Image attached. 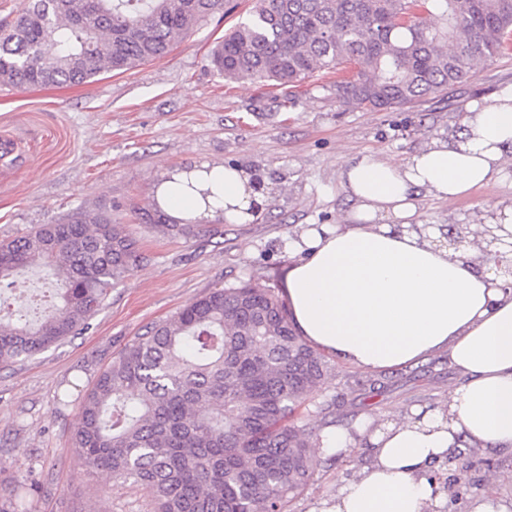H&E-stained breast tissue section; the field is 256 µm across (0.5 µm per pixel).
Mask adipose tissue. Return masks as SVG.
<instances>
[{
  "label": "adipose tissue",
  "mask_w": 512,
  "mask_h": 512,
  "mask_svg": "<svg viewBox=\"0 0 512 512\" xmlns=\"http://www.w3.org/2000/svg\"><path fill=\"white\" fill-rule=\"evenodd\" d=\"M466 130L405 157L345 162L356 206L343 222L309 228L286 274L296 329L313 346L366 372L444 350L462 377L435 409H413L369 434L371 460L323 498L316 512H443L426 477L464 436L512 447V292L476 249L454 251L422 224L419 191L451 203L499 173L512 155V92L470 112ZM175 224L221 218L246 224L260 195L244 170L220 163L174 168L154 192Z\"/></svg>",
  "instance_id": "adipose-tissue-1"
}]
</instances>
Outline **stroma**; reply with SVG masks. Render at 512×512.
Returning a JSON list of instances; mask_svg holds the SVG:
<instances>
[{"mask_svg":"<svg viewBox=\"0 0 512 512\" xmlns=\"http://www.w3.org/2000/svg\"><path fill=\"white\" fill-rule=\"evenodd\" d=\"M165 57L91 84L64 88L0 87V241L78 210L104 211L122 224L144 260L116 285L81 334L31 358L0 366V507L24 495L23 512H153L138 484L88 472L72 446L80 401L96 372L151 323L205 293L255 281L283 290L312 224H333L354 206L339 177L346 159L405 155L463 132L468 112L512 90V53L474 64L465 84L394 111H371L324 98L319 72L296 97L251 82L225 84L209 64L215 43L251 10L234 0ZM218 162L243 168L264 184L256 219H217L188 236L158 231L154 188L168 168ZM512 206V163L470 196L442 203L419 194L426 224L470 225ZM323 397H338L357 421L403 416L413 405L436 407L460 376L447 352L380 372L386 384L369 397L375 375L340 359ZM464 477L473 486L455 512L484 497L512 503V450L478 449ZM364 438L324 464L288 512L317 503L367 465Z\"/></svg>","mask_w":512,"mask_h":512,"instance_id":"obj_1","label":"stroma"}]
</instances>
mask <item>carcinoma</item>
I'll return each instance as SVG.
<instances>
[{
	"label": "carcinoma",
	"mask_w": 512,
	"mask_h": 512,
	"mask_svg": "<svg viewBox=\"0 0 512 512\" xmlns=\"http://www.w3.org/2000/svg\"><path fill=\"white\" fill-rule=\"evenodd\" d=\"M224 11V0H25L0 25V87L91 83L161 58ZM512 47V0H256L209 61L227 82L323 87L343 105L388 111L468 81ZM142 261L106 212H76L0 242V285L37 266L56 287L35 321H0V363L89 328ZM333 367L300 335L275 289H214L126 344L80 404L72 436L86 470L140 484L154 512H287L326 459L304 410Z\"/></svg>",
	"instance_id": "obj_1"
}]
</instances>
